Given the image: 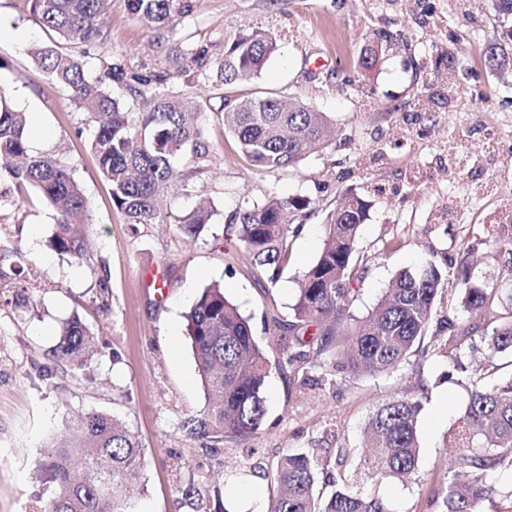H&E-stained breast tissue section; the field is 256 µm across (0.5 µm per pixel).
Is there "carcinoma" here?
Wrapping results in <instances>:
<instances>
[{
  "label": "carcinoma",
  "mask_w": 512,
  "mask_h": 512,
  "mask_svg": "<svg viewBox=\"0 0 512 512\" xmlns=\"http://www.w3.org/2000/svg\"><path fill=\"white\" fill-rule=\"evenodd\" d=\"M110 0H33L40 23L57 39L32 48L31 57L49 79L69 93L93 127L91 150L99 172L111 187L113 206L136 229L154 224L160 212L159 193L182 182L186 173L176 160L184 156L203 168L209 151L194 112L196 102L164 85L165 76H136L131 95L150 100L147 112H130L106 91L105 82H121V66L104 62L101 79H87L83 63L66 45L93 44L100 35ZM129 11L145 21L164 24L174 14H188L193 0H127ZM278 50L265 32L240 35L216 56L207 46L178 50L181 70L192 66L208 80L211 71L224 85H238L260 74ZM222 120L250 165L286 172L303 156L324 147L330 137L325 113L275 97L244 95ZM28 118L13 109L0 89V167L18 189H36L56 212L50 246L77 260L86 257L73 226L89 217L91 203L66 165L52 155L32 156L27 145ZM303 197H271L235 210L228 228L235 240L263 269L266 281L276 282L288 260V238L295 216L308 208ZM367 203L350 194L326 217V238L317 260L301 275L292 320L286 328L292 341L323 354L336 349L333 370L379 376L399 369L423 344L434 315L442 275L431 266L421 272L403 270L389 284L377 306L362 318L353 316L358 300L357 233L366 219ZM212 211L197 208L184 215L177 229L198 238ZM463 306L483 320H508L492 329L488 344L497 353H512V289L481 287L464 273ZM355 325L342 343L338 325ZM186 332L208 401L204 410L184 421L191 436L221 443L259 430L266 416L265 384L271 363L255 340L250 318L224 294V287H205L186 314ZM309 339H304V336ZM93 344V334L79 319L63 323L58 360H81ZM469 401L448 440L451 454L442 473L445 484L440 512H481L480 504L500 490L489 481L499 471H512V373L492 385L477 375L469 380ZM418 402L398 395L380 405L365 429L372 449L367 464L380 479L411 481L418 474ZM485 450L474 451L478 442ZM43 479L53 487L45 512H120L123 486L137 482L143 468L137 438L111 415L91 412L82 418L81 437L66 432L46 446ZM325 469L319 457L304 451L287 453L277 461V493L270 512H388L376 494H362L348 485L330 492L318 489Z\"/></svg>",
  "instance_id": "1"
}]
</instances>
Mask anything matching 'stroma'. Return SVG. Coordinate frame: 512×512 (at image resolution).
Returning a JSON list of instances; mask_svg holds the SVG:
<instances>
[{
  "mask_svg": "<svg viewBox=\"0 0 512 512\" xmlns=\"http://www.w3.org/2000/svg\"><path fill=\"white\" fill-rule=\"evenodd\" d=\"M30 5L0 0V20L25 38L22 47H0V89L31 126L51 133L40 154L68 167L91 211L81 228L88 254L79 262L51 249L56 213L40 194L0 180V512H40L50 495L38 475L44 445L88 412L116 416L143 444L142 479L123 501L125 512H190L180 494L190 481L202 492V512H215L247 485L250 466L313 450L335 475L341 449L359 490L378 492L390 512H438L434 475L468 392L437 342L447 338V324L461 330L481 321L461 303L460 271L468 269L477 285L512 288V246L503 243L512 235L503 222L512 218V73L491 67L486 55L494 44L512 53V41L493 0H194L166 31L134 17L127 0H110L96 43L71 48L88 78L99 79L107 60L131 74L167 73L170 86L198 101L212 156L204 168L186 165L158 223L135 230L112 204L90 150L92 128L32 60L31 47L50 35ZM252 29L274 36L278 50L244 87L202 83L168 63L172 50L227 46ZM370 48L376 58L363 62ZM245 90L325 113L334 137L288 172L253 168L220 117ZM350 190L369 204L358 235L357 316L401 270L434 266L450 282L425 351L379 377L334 373L330 355L309 353L288 374L271 369L266 423L254 435L221 443L189 436L183 422L203 411L206 398L185 313L219 283L250 316L270 361L295 353L274 323L291 320L298 278L326 236V214ZM273 195L311 204L295 218L300 229L289 237L287 265L264 288L248 254L225 236L228 215L243 201ZM203 202L213 209L206 231L182 237L176 221ZM152 270L165 281L164 297L144 282ZM20 293L29 298L21 308ZM74 316L96 343L81 365L52 357L62 322ZM400 393L421 404L419 478L381 482L363 467L364 429Z\"/></svg>",
  "mask_w": 512,
  "mask_h": 512,
  "instance_id": "stroma-1",
  "label": "stroma"
}]
</instances>
